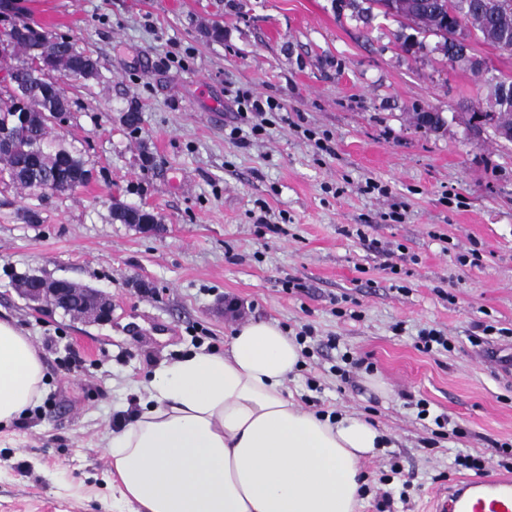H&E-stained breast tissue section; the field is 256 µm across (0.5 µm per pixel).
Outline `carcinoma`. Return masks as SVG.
<instances>
[{
  "label": "carcinoma",
  "instance_id": "carcinoma-1",
  "mask_svg": "<svg viewBox=\"0 0 512 512\" xmlns=\"http://www.w3.org/2000/svg\"><path fill=\"white\" fill-rule=\"evenodd\" d=\"M359 7L358 16L368 23L381 15L414 31L417 50L426 39L448 43V16L459 13L457 47L482 43L512 52V0H501L502 7L488 15L482 0H349ZM20 28L24 35L15 40L12 53L18 63L9 72L24 86L25 94L15 98L0 94V130L13 123L21 112L29 113V125L6 151H0V180L19 189L33 183L51 188L54 193L71 191L86 183L83 161L64 148L53 149L49 142L53 119L69 109L65 95L53 87L50 73L64 71L73 77L92 78L99 72V61L67 39H55L34 21L10 23L1 36ZM488 107L499 113L501 126L512 127V99H503L501 88L512 87V75L493 74L488 79ZM112 219L122 224L148 223L155 215L142 208L117 206Z\"/></svg>",
  "mask_w": 512,
  "mask_h": 512
}]
</instances>
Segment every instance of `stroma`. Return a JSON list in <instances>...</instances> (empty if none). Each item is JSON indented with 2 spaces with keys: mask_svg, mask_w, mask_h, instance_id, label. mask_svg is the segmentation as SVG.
Returning a JSON list of instances; mask_svg holds the SVG:
<instances>
[{
  "mask_svg": "<svg viewBox=\"0 0 512 512\" xmlns=\"http://www.w3.org/2000/svg\"><path fill=\"white\" fill-rule=\"evenodd\" d=\"M17 5L100 70L64 79L69 110L51 132L88 183L46 198L0 184V320L44 368L38 403L0 425V512H119L112 431L156 369L223 350L253 319L292 336L313 327L286 383L303 408L355 412L389 436L364 463L361 512L384 494L395 512H431L461 454L497 469L512 378L485 352L512 356V144L471 119L483 76L402 52L397 23H364L334 0ZM246 91L278 105L266 133H231ZM416 112L444 124L417 127ZM118 203L163 232L113 222ZM30 275L111 295V318L28 301L17 285ZM481 323L494 327L482 348L469 341ZM423 327L453 349L417 350ZM345 352L363 368L342 374Z\"/></svg>",
  "mask_w": 512,
  "mask_h": 512,
  "instance_id": "1",
  "label": "stroma"
}]
</instances>
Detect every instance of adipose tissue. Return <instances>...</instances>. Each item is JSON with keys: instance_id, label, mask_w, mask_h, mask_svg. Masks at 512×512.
<instances>
[{"instance_id": "ef3b65f1", "label": "adipose tissue", "mask_w": 512, "mask_h": 512, "mask_svg": "<svg viewBox=\"0 0 512 512\" xmlns=\"http://www.w3.org/2000/svg\"><path fill=\"white\" fill-rule=\"evenodd\" d=\"M302 349L277 324L240 325L224 352L155 371L138 412L113 431L112 492L128 512H359L362 460L389 447L349 412L304 410L286 388ZM44 388L42 361L0 320V424Z\"/></svg>"}]
</instances>
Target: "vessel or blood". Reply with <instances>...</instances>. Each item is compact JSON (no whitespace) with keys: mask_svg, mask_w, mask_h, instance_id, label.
Listing matches in <instances>:
<instances>
[{"mask_svg":"<svg viewBox=\"0 0 512 512\" xmlns=\"http://www.w3.org/2000/svg\"><path fill=\"white\" fill-rule=\"evenodd\" d=\"M438 512H512V477L476 475L449 482L437 495Z\"/></svg>","mask_w":512,"mask_h":512,"instance_id":"1","label":"vessel or blood"}]
</instances>
